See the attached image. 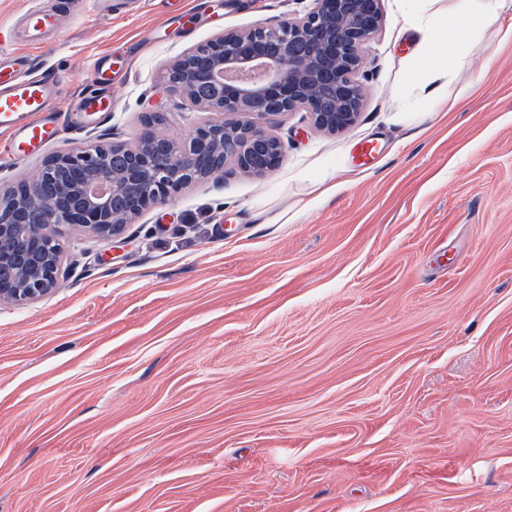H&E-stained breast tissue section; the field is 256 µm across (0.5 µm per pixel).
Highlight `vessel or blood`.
<instances>
[{
    "instance_id": "obj_1",
    "label": "vessel or blood",
    "mask_w": 512,
    "mask_h": 512,
    "mask_svg": "<svg viewBox=\"0 0 512 512\" xmlns=\"http://www.w3.org/2000/svg\"><path fill=\"white\" fill-rule=\"evenodd\" d=\"M19 29L28 46L43 44L50 35H61V11L50 4L25 10L19 18ZM26 57L0 58V133L14 142L18 154L39 151L59 139L66 126L67 113L86 117L111 112V97L88 95L72 103L69 112L56 106L59 78L35 75L26 66Z\"/></svg>"
}]
</instances>
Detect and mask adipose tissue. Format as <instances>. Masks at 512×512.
Segmentation results:
<instances>
[{
  "mask_svg": "<svg viewBox=\"0 0 512 512\" xmlns=\"http://www.w3.org/2000/svg\"><path fill=\"white\" fill-rule=\"evenodd\" d=\"M417 2L408 14V24L421 38L420 50L401 72L403 87L420 92L411 102L415 111L438 104V89L464 67L478 33L512 10V0H457L446 11L440 9V0Z\"/></svg>",
  "mask_w": 512,
  "mask_h": 512,
  "instance_id": "ef3b65f1",
  "label": "adipose tissue"
}]
</instances>
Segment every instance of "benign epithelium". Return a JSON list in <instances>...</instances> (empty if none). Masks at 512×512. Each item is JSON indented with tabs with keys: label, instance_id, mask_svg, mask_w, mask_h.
<instances>
[{
	"label": "benign epithelium",
	"instance_id": "obj_1",
	"mask_svg": "<svg viewBox=\"0 0 512 512\" xmlns=\"http://www.w3.org/2000/svg\"><path fill=\"white\" fill-rule=\"evenodd\" d=\"M383 25L381 0H313L302 16L190 48L169 70L168 88L210 120L174 139L158 131L162 115L147 113L133 147L114 140L50 157L41 174L57 187L42 204L32 202L25 180L12 188L10 205L0 202V304L31 303L56 286L63 234L124 233L131 215L171 203L193 180L223 171L205 167L214 158L256 177L275 170L284 145L270 120L303 111L321 132L352 126L365 99L363 48Z\"/></svg>",
	"mask_w": 512,
	"mask_h": 512
}]
</instances>
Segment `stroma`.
<instances>
[{"label":"stroma","mask_w":512,"mask_h":512,"mask_svg":"<svg viewBox=\"0 0 512 512\" xmlns=\"http://www.w3.org/2000/svg\"><path fill=\"white\" fill-rule=\"evenodd\" d=\"M184 2L70 0L35 49L8 33L27 0H0V51L59 76L62 105L117 101L21 162L0 135L1 189L135 140L148 112L172 135L207 121L169 92L172 63L310 5ZM381 7L353 127L277 117L276 170L228 165L120 236L67 235L57 288L0 306V512H512V37L481 32L446 106L400 121L418 39L408 0ZM128 51L97 86L94 61Z\"/></svg>","instance_id":"obj_1"}]
</instances>
